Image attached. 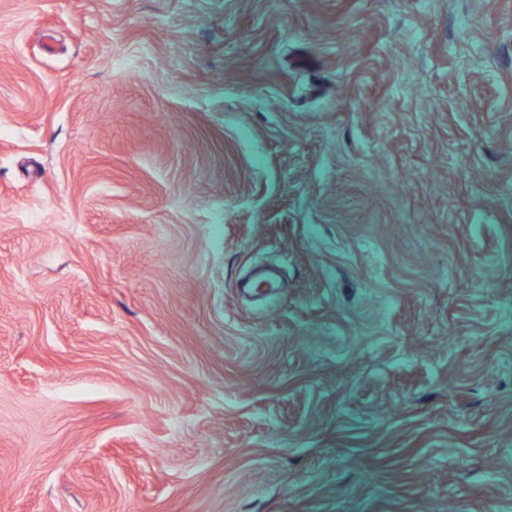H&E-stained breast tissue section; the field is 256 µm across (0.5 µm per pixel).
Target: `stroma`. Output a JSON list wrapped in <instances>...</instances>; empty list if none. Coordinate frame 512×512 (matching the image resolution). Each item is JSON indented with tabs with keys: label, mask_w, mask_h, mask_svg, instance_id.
<instances>
[{
	"label": "stroma",
	"mask_w": 512,
	"mask_h": 512,
	"mask_svg": "<svg viewBox=\"0 0 512 512\" xmlns=\"http://www.w3.org/2000/svg\"><path fill=\"white\" fill-rule=\"evenodd\" d=\"M0 512H512V0H0Z\"/></svg>",
	"instance_id": "stroma-1"
}]
</instances>
